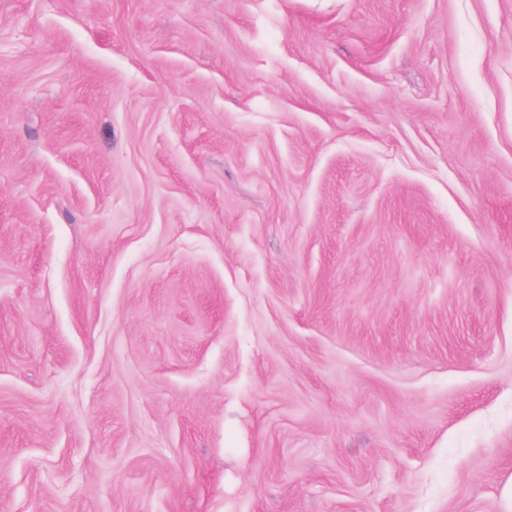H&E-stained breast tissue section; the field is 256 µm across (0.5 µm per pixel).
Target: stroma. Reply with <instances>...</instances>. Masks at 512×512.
Listing matches in <instances>:
<instances>
[{
    "label": "stroma",
    "instance_id": "1",
    "mask_svg": "<svg viewBox=\"0 0 512 512\" xmlns=\"http://www.w3.org/2000/svg\"><path fill=\"white\" fill-rule=\"evenodd\" d=\"M0 512H512V0H0Z\"/></svg>",
    "mask_w": 512,
    "mask_h": 512
}]
</instances>
